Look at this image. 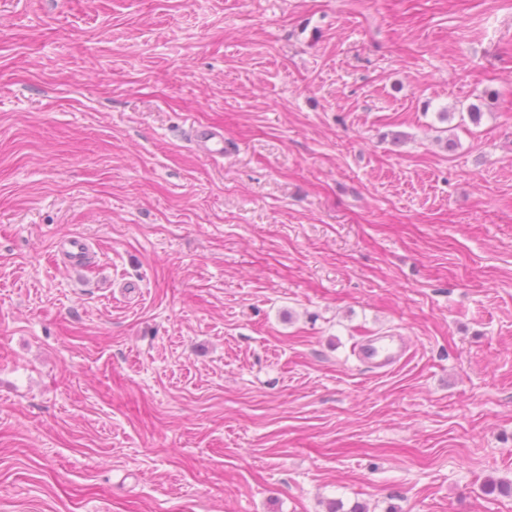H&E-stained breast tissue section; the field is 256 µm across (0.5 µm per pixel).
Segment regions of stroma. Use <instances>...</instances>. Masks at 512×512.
Wrapping results in <instances>:
<instances>
[{
	"instance_id": "stroma-1",
	"label": "stroma",
	"mask_w": 512,
	"mask_h": 512,
	"mask_svg": "<svg viewBox=\"0 0 512 512\" xmlns=\"http://www.w3.org/2000/svg\"><path fill=\"white\" fill-rule=\"evenodd\" d=\"M511 483L512 0H0V512ZM194 141L200 149L212 156H224L228 145L224 143V131L207 127H199L194 130ZM405 345L393 337L375 338L364 342L358 349V357L373 368L392 367L404 355Z\"/></svg>"
}]
</instances>
